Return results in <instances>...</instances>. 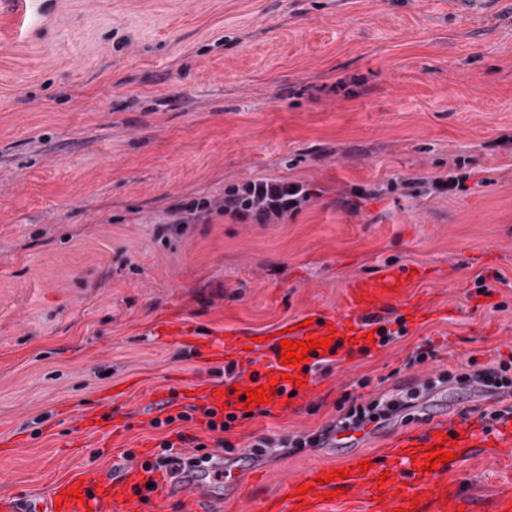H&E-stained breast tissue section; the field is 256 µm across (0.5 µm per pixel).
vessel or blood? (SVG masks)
Returning a JSON list of instances; mask_svg holds the SVG:
<instances>
[{"label":"vessel or blood","instance_id":"1","mask_svg":"<svg viewBox=\"0 0 512 512\" xmlns=\"http://www.w3.org/2000/svg\"><path fill=\"white\" fill-rule=\"evenodd\" d=\"M419 276L415 269H397L360 278L351 284L347 309L341 314H320L314 316L310 326L257 342L248 343L235 336L226 338L223 348L236 356L242 367L241 377L233 386L195 388L192 403L216 410L233 398L236 389L254 390L271 381L276 387L270 406L285 407L308 397L314 384L313 365L326 358H340L351 338L377 332L381 318L401 301L409 282ZM328 335L333 338L328 349L312 350L300 364L281 363L282 339L304 341ZM436 445L450 453L481 448L489 455L511 456L512 424L487 438L479 423L459 422L454 414L445 411L432 414L418 430L389 439L379 465L366 471L361 469L358 458H349L344 464L349 472L345 479L334 477L333 465L317 467L289 482L287 499H265L258 512H321L324 493L336 489L363 493L371 512H413L415 500L425 495L434 512H468L466 498L444 488L433 490L436 472L424 471L421 462L412 458L413 449ZM236 475V469L225 468L220 453L212 454L208 463L179 472L169 480L157 472L148 478L129 471L112 479L78 471L56 483L36 512H143V495L164 500L173 493L178 494L184 512H202L201 501L223 499V484L234 482ZM149 480L154 483L150 491L145 488ZM73 489L80 490L81 499L70 498Z\"/></svg>","mask_w":512,"mask_h":512}]
</instances>
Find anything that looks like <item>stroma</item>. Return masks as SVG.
Segmentation results:
<instances>
[{
  "mask_svg": "<svg viewBox=\"0 0 512 512\" xmlns=\"http://www.w3.org/2000/svg\"><path fill=\"white\" fill-rule=\"evenodd\" d=\"M0 0V500L31 512L80 470L125 467L124 451L204 436L155 428V393L224 367L183 345L188 328L270 336L310 313H340L349 284L421 265L416 284L447 315L332 363L312 396L235 422L242 448L312 433L344 394L420 386L441 370L512 354V0L485 17L453 0H30L16 33ZM462 182L453 191L436 181ZM305 196L259 223L225 208L248 182ZM493 282L491 294L474 281ZM436 356L409 365L418 351ZM367 387H358L360 378ZM126 395L104 402L114 386ZM496 409L478 387L425 392L405 417L348 448H279L242 470L205 512H257L289 479L354 455L436 406ZM91 412L126 418L87 432ZM476 512L512 489V458L462 449L443 476Z\"/></svg>",
  "mask_w": 512,
  "mask_h": 512,
  "instance_id": "35a3bbf8",
  "label": "stroma"
}]
</instances>
